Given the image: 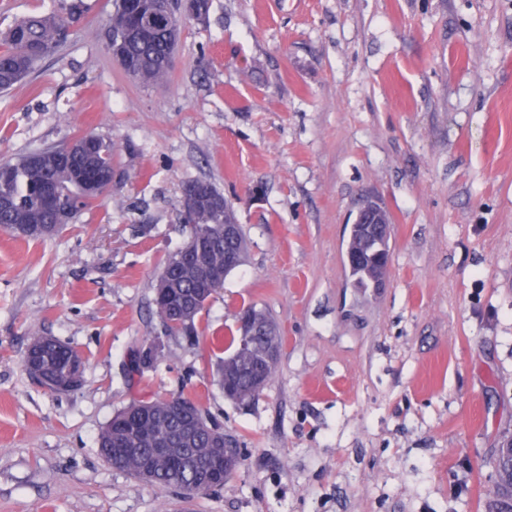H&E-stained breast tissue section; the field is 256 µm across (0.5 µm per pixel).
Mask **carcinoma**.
<instances>
[{
    "mask_svg": "<svg viewBox=\"0 0 512 512\" xmlns=\"http://www.w3.org/2000/svg\"><path fill=\"white\" fill-rule=\"evenodd\" d=\"M82 12V0L68 5L69 18L56 14L34 15L16 22L0 35V92L10 90L39 62L54 55L67 38L68 19ZM131 25V19L120 3H114L110 17V32L122 33ZM178 36L173 34L169 23L145 28L132 36L125 46L126 62L120 68L150 86L166 80L171 73V59L175 55ZM58 146L43 148L39 162L32 164L18 159L12 173L0 178V200L9 202L0 208V230L24 240H39L41 236L23 234L13 230L17 225L33 226L53 224V219L40 205L42 187L51 183L61 202L69 205L76 201L86 203L82 182L75 170L83 175L109 174L112 172V142L99 136L88 144L76 147L72 163L58 159ZM199 223L190 227V237L200 242L201 249L210 260L224 261V212L217 211L203 200L199 202ZM163 267L172 268L168 279V295L180 312L175 323L168 326L174 332H193L197 315L206 303L224 285L200 290L197 272L192 264H179L169 255ZM384 274L383 268L365 262L349 267L353 286L368 288ZM283 344L279 335L255 336L246 339L235 331L228 339L231 353L220 366L218 373L226 397L240 403L254 400L260 392L256 377L266 382L276 364L266 362L271 351H280ZM160 348L150 343L135 354L132 371L151 366L158 358ZM45 372L63 371L74 361H83L78 351L54 337L46 339L41 349ZM139 403L134 402L116 412L102 428L98 440L99 453H107L117 461L132 454L147 456L156 448H168L165 463L156 469L153 483L162 487L179 488L196 480L205 450L210 447L214 424L210 423L202 409L190 398L182 395L153 400L151 413L139 414ZM495 495L488 504V512H512V457L493 458Z\"/></svg>",
    "mask_w": 512,
    "mask_h": 512,
    "instance_id": "carcinoma-1",
    "label": "carcinoma"
}]
</instances>
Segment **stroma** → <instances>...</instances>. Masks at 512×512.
I'll return each mask as SVG.
<instances>
[{
	"instance_id": "obj_1",
	"label": "stroma",
	"mask_w": 512,
	"mask_h": 512,
	"mask_svg": "<svg viewBox=\"0 0 512 512\" xmlns=\"http://www.w3.org/2000/svg\"><path fill=\"white\" fill-rule=\"evenodd\" d=\"M69 2L0 0V32ZM112 2L83 0L60 52L0 93V162L94 134L113 166L58 233L0 230V512H484L512 434V0H210L148 87L108 50ZM193 180L223 192L247 253L188 336L155 287ZM367 196L391 262L365 290L345 253ZM250 304L283 345L238 403L216 370ZM36 336L80 352L77 390L28 375ZM176 395L243 459L189 500L96 444L118 410Z\"/></svg>"
}]
</instances>
